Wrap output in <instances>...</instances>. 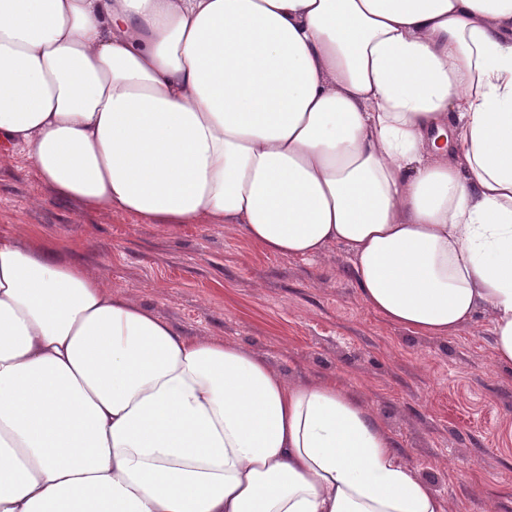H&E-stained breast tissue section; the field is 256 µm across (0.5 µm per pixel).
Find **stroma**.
<instances>
[{
  "label": "stroma",
  "mask_w": 512,
  "mask_h": 512,
  "mask_svg": "<svg viewBox=\"0 0 512 512\" xmlns=\"http://www.w3.org/2000/svg\"><path fill=\"white\" fill-rule=\"evenodd\" d=\"M108 280L189 336L263 355L290 382L336 380L369 408L397 453L451 512H512V367L490 319L418 336L364 305L343 250L288 258L220 224L169 229L61 199L30 165L0 157V234Z\"/></svg>",
  "instance_id": "obj_1"
}]
</instances>
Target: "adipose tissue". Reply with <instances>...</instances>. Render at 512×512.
I'll return each mask as SVG.
<instances>
[{
    "label": "adipose tissue",
    "mask_w": 512,
    "mask_h": 512,
    "mask_svg": "<svg viewBox=\"0 0 512 512\" xmlns=\"http://www.w3.org/2000/svg\"><path fill=\"white\" fill-rule=\"evenodd\" d=\"M0 150L55 195L343 247L512 366V0H0ZM0 512H450L333 382L0 235Z\"/></svg>",
    "instance_id": "obj_1"
}]
</instances>
